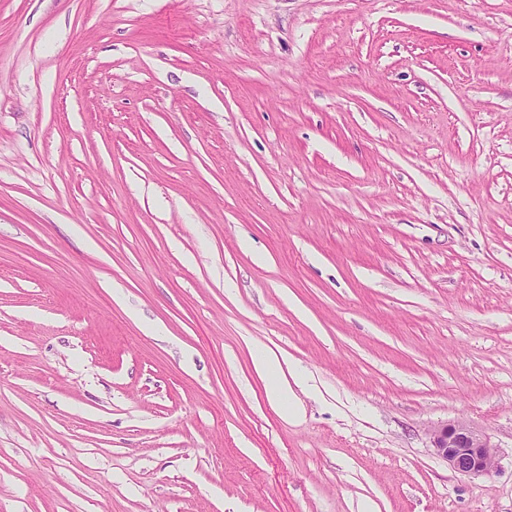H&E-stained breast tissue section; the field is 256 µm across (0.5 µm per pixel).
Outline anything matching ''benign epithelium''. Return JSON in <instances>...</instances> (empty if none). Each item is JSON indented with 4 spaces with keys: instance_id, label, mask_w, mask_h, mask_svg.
Masks as SVG:
<instances>
[{
    "instance_id": "7a95c632",
    "label": "benign epithelium",
    "mask_w": 512,
    "mask_h": 512,
    "mask_svg": "<svg viewBox=\"0 0 512 512\" xmlns=\"http://www.w3.org/2000/svg\"><path fill=\"white\" fill-rule=\"evenodd\" d=\"M432 448L462 476H477L489 472L494 449L488 437L470 429L463 422L442 426L432 432Z\"/></svg>"
}]
</instances>
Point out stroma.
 Here are the masks:
<instances>
[{"mask_svg": "<svg viewBox=\"0 0 512 512\" xmlns=\"http://www.w3.org/2000/svg\"><path fill=\"white\" fill-rule=\"evenodd\" d=\"M0 512H512V0H0ZM266 394L268 399L276 405L288 404V415L296 416L301 412V404L295 396L294 389L289 383L276 382L267 385ZM432 448L462 476L488 473L493 465L494 446L485 435L463 422L446 424L432 432Z\"/></svg>", "mask_w": 512, "mask_h": 512, "instance_id": "35a3bbf8", "label": "stroma"}]
</instances>
